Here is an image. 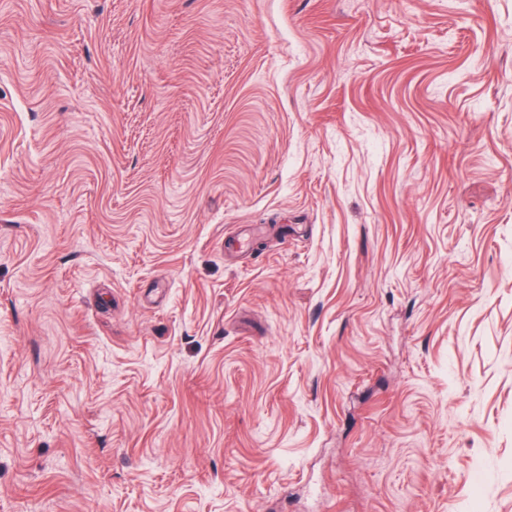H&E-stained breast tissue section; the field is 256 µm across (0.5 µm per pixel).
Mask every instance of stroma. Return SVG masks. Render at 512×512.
Wrapping results in <instances>:
<instances>
[{
  "label": "stroma",
  "mask_w": 512,
  "mask_h": 512,
  "mask_svg": "<svg viewBox=\"0 0 512 512\" xmlns=\"http://www.w3.org/2000/svg\"><path fill=\"white\" fill-rule=\"evenodd\" d=\"M0 512H512V0H0Z\"/></svg>",
  "instance_id": "stroma-1"
}]
</instances>
